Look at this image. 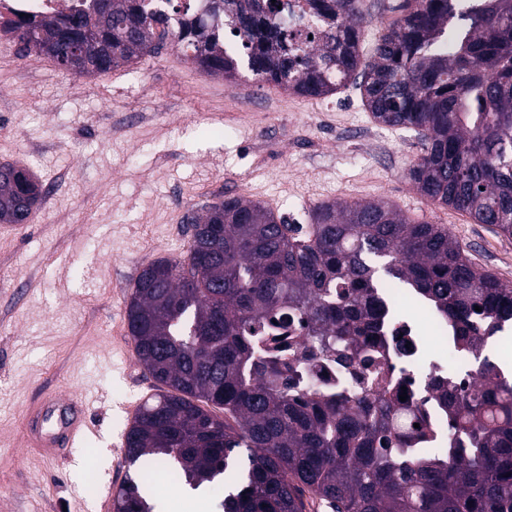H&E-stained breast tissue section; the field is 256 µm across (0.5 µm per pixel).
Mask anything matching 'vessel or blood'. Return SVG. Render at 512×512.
Masks as SVG:
<instances>
[{
    "label": "vessel or blood",
    "instance_id": "b4317fda",
    "mask_svg": "<svg viewBox=\"0 0 512 512\" xmlns=\"http://www.w3.org/2000/svg\"><path fill=\"white\" fill-rule=\"evenodd\" d=\"M26 444L46 451L71 446L88 430L81 404L50 396L30 407L25 416Z\"/></svg>",
    "mask_w": 512,
    "mask_h": 512
}]
</instances>
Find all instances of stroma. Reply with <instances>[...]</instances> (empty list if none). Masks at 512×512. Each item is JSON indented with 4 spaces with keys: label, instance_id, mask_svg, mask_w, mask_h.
<instances>
[{
    "label": "stroma",
    "instance_id": "35a3bbf8",
    "mask_svg": "<svg viewBox=\"0 0 512 512\" xmlns=\"http://www.w3.org/2000/svg\"><path fill=\"white\" fill-rule=\"evenodd\" d=\"M414 131L372 119L358 91L294 95L250 74L226 80L165 44L106 75L42 56L0 59V163L29 167L53 197L27 226L0 224V512H111L125 478L127 408L157 393L125 307L143 264L184 257L188 210L269 197L292 224L328 201L375 200L447 225L467 257L512 282V238L424 200L408 177ZM80 400L96 432L47 458L27 447V407ZM158 512H221L154 474Z\"/></svg>",
    "mask_w": 512,
    "mask_h": 512
}]
</instances>
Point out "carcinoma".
I'll list each match as a JSON object with an SVG mask.
<instances>
[{
  "label": "carcinoma",
  "instance_id": "1",
  "mask_svg": "<svg viewBox=\"0 0 512 512\" xmlns=\"http://www.w3.org/2000/svg\"><path fill=\"white\" fill-rule=\"evenodd\" d=\"M362 0H91L0 35L77 76L109 73L166 40L197 68L321 99L352 84L373 120L409 129L423 154L409 170L427 201L512 236V0H402L400 16L360 59ZM46 190L27 167L0 163V224H19ZM304 233L259 201L228 196L186 217L219 224L206 264L192 249L142 266L126 307L139 362L163 392L126 429L135 476L113 512H154L150 459L193 489L224 485L222 512H512V381L482 356L512 320V285L478 269L443 224L415 223L376 202H322ZM428 296L475 363L471 393L437 382L433 397L464 447H425L377 390L302 399L283 356L254 337L302 326L326 356L352 363L381 316L374 289ZM482 311H475V307ZM221 408L224 417L208 407Z\"/></svg>",
  "mask_w": 512,
  "mask_h": 512
}]
</instances>
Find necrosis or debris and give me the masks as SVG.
Masks as SVG:
<instances>
[{"label": "necrosis or debris", "mask_w": 512, "mask_h": 512, "mask_svg": "<svg viewBox=\"0 0 512 512\" xmlns=\"http://www.w3.org/2000/svg\"><path fill=\"white\" fill-rule=\"evenodd\" d=\"M82 0H0V24L26 15L54 16L70 11ZM376 296L382 307V317L374 336L379 343L372 349V364H358L354 371H347L333 358L315 359L307 367L300 383L299 393L312 396L318 392L333 393L344 389L356 394L367 386L382 383L392 397H404L409 408H422L427 414L429 429L435 446H450L454 430L444 409L432 397L431 383L440 379L448 381L457 394L472 391L475 371L470 366L447 368L436 364L426 366L425 360L428 336H435L441 351H456V332L447 319L438 315L435 306L414 290L394 292L380 288ZM407 302L419 309L425 316L417 321L404 316L400 302ZM406 337L411 347L409 352H400L395 337Z\"/></svg>", "instance_id": "1"}]
</instances>
